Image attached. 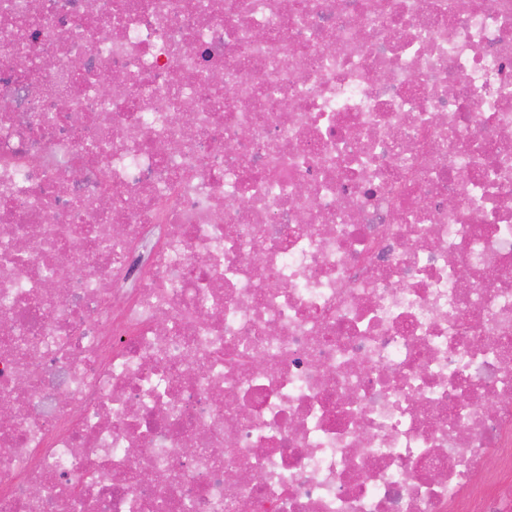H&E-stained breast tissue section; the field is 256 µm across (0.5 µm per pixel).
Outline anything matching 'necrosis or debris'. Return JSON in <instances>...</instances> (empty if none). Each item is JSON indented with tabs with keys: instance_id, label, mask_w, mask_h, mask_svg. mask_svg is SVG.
Listing matches in <instances>:
<instances>
[{
	"instance_id": "obj_1",
	"label": "necrosis or debris",
	"mask_w": 512,
	"mask_h": 512,
	"mask_svg": "<svg viewBox=\"0 0 512 512\" xmlns=\"http://www.w3.org/2000/svg\"><path fill=\"white\" fill-rule=\"evenodd\" d=\"M0 403V512H512V0H0Z\"/></svg>"
}]
</instances>
